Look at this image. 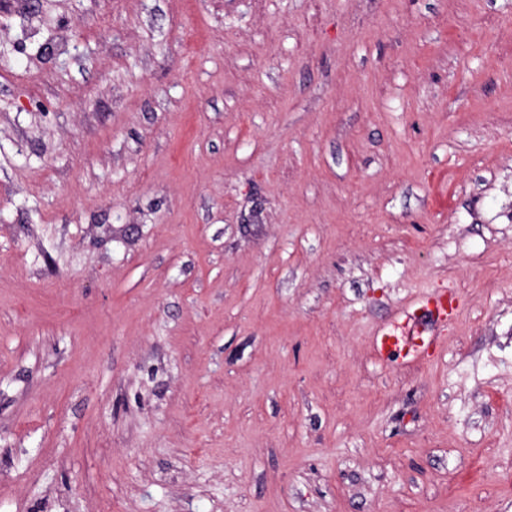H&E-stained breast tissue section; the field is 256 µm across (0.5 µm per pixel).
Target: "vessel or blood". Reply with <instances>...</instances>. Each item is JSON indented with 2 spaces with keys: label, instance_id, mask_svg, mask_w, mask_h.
Listing matches in <instances>:
<instances>
[{
  "label": "vessel or blood",
  "instance_id": "b4317fda",
  "mask_svg": "<svg viewBox=\"0 0 512 512\" xmlns=\"http://www.w3.org/2000/svg\"><path fill=\"white\" fill-rule=\"evenodd\" d=\"M460 307L459 299L448 289L414 298L377 330L374 342L378 358L403 366L436 349Z\"/></svg>",
  "mask_w": 512,
  "mask_h": 512
}]
</instances>
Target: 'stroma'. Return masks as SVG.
Here are the masks:
<instances>
[{
  "label": "stroma",
  "instance_id": "obj_1",
  "mask_svg": "<svg viewBox=\"0 0 512 512\" xmlns=\"http://www.w3.org/2000/svg\"><path fill=\"white\" fill-rule=\"evenodd\" d=\"M508 336L512 0H0V512H512ZM460 307L457 296L446 288L414 298L375 333L374 342L378 358L383 362H396L398 366H403L413 362L428 350L436 349L443 341L448 325L458 317ZM407 322L425 323L429 326L413 348L405 347L395 335L397 328Z\"/></svg>",
  "mask_w": 512,
  "mask_h": 512
}]
</instances>
